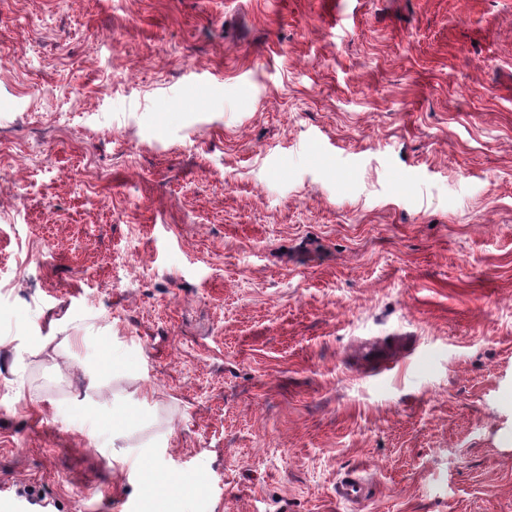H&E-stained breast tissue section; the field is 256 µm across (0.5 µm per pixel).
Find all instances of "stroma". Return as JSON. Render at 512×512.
Returning a JSON list of instances; mask_svg holds the SVG:
<instances>
[{"label": "stroma", "instance_id": "35a3bbf8", "mask_svg": "<svg viewBox=\"0 0 512 512\" xmlns=\"http://www.w3.org/2000/svg\"><path fill=\"white\" fill-rule=\"evenodd\" d=\"M2 50L0 512H512V0H0Z\"/></svg>", "mask_w": 512, "mask_h": 512}]
</instances>
